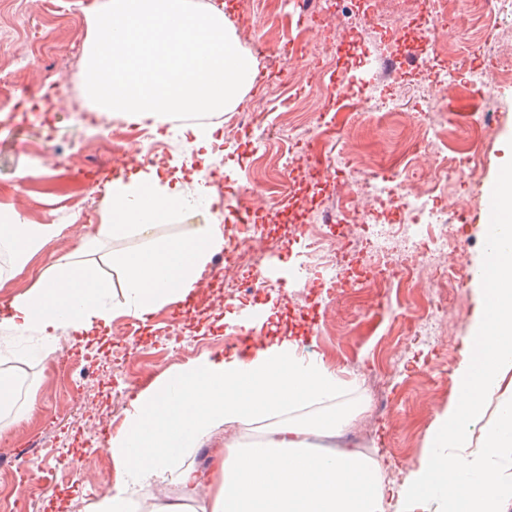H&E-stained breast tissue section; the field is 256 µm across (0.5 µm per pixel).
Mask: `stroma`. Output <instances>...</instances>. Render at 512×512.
Returning a JSON list of instances; mask_svg holds the SVG:
<instances>
[{
	"instance_id": "1",
	"label": "stroma",
	"mask_w": 512,
	"mask_h": 512,
	"mask_svg": "<svg viewBox=\"0 0 512 512\" xmlns=\"http://www.w3.org/2000/svg\"><path fill=\"white\" fill-rule=\"evenodd\" d=\"M108 0H0V215L19 214L28 224H59L57 240L22 261L0 254V303L32 288L59 257L73 253L91 224L102 221V202L85 169L111 166L113 145L134 137L137 123L113 125L93 134L76 116L72 103L86 100L82 73L85 57L75 43H87L89 10ZM289 0H261L253 16L256 40H264L267 22L280 25L275 51L254 53L260 79L245 102L260 101L264 134L252 142L225 143L224 179L219 202L184 211L157 226L167 236L196 224H229L244 193L257 190L275 206L261 222L267 258H280L291 273L288 286H261L246 302L221 301L213 312L171 318L156 312L145 335L126 334V318L112 322V333L93 345L60 340L61 350L34 357L35 334L0 329V355L22 360L29 384L17 395L18 407L33 404L31 414L0 434V512H85L93 497L115 481L107 448L125 418L131 384L151 385L162 374L208 355L229 353V326L242 308L278 312L279 334L299 337L300 352L316 350L319 361L354 381L356 366L374 359L389 379L388 409L372 421L371 448L382 459H400L406 470L418 467L438 415L455 396L457 371L465 339L475 321L478 295L468 277L480 261L483 231L478 222L484 201L479 184L494 175V152L512 144V83L475 77L482 70L481 24L448 39L447 56H437L428 0H412L402 20L397 45L387 47L378 34L358 29L344 45L333 48L326 79L344 78L348 91L325 95L293 75L283 53L289 45L326 46L323 30L294 27ZM392 99L399 114L379 121L375 96ZM305 99L311 110L329 114L330 124L310 123L304 159L285 170L279 158L288 149L287 108L290 97ZM427 112L440 115L447 139L428 138L425 151L405 154L416 123ZM154 164L168 173L182 155L177 142L192 143L182 126L148 128ZM476 155L479 170L470 182L437 185L431 193L448 203L454 238L448 248V289L454 303L446 334L438 343L403 336L405 325L429 312L433 281L419 278L411 286L391 288V304L375 306L377 289L368 284L327 296L328 280L305 279L313 264L301 225L316 220L322 209L345 217L355 190L342 166L343 156L362 158L398 172L424 169L437 155ZM91 203L90 223L76 224L71 212ZM306 293L303 313L284 305L283 296ZM182 334L184 349L172 352L167 331ZM127 356L124 370L113 366V352Z\"/></svg>"
}]
</instances>
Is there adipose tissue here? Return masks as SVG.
I'll list each match as a JSON object with an SVG mask.
<instances>
[{
	"mask_svg": "<svg viewBox=\"0 0 512 512\" xmlns=\"http://www.w3.org/2000/svg\"><path fill=\"white\" fill-rule=\"evenodd\" d=\"M181 171L156 168L116 178L103 199L107 223L83 244L139 237L140 247L113 253L119 286L65 256L24 294L6 303L0 325L38 333L43 353L55 351L60 332L89 336L120 316L147 320L162 307L191 299L223 251L224 231L200 224L179 236H159L157 224L195 199L177 190ZM503 222L488 229V277L478 280L476 323L465 342L456 397L436 420L418 469L403 485L386 486L379 464L349 450L315 451L312 432L339 434L353 418L341 397L348 389L322 362L299 355L288 338L267 342L247 355L203 357L160 376L131 400L122 427L110 441L114 485L88 503L86 512H385L397 498L399 512H416L433 500L438 512H500L507 493L499 469L512 461V179L497 187ZM58 234L54 224L0 225V249L23 258ZM495 410H488V402ZM262 424L252 442H231L212 451L210 466L182 465L205 437L222 426ZM479 435L482 452L460 451ZM169 480L179 497L146 505L141 487Z\"/></svg>",
	"mask_w": 512,
	"mask_h": 512,
	"instance_id": "1",
	"label": "adipose tissue"
}]
</instances>
